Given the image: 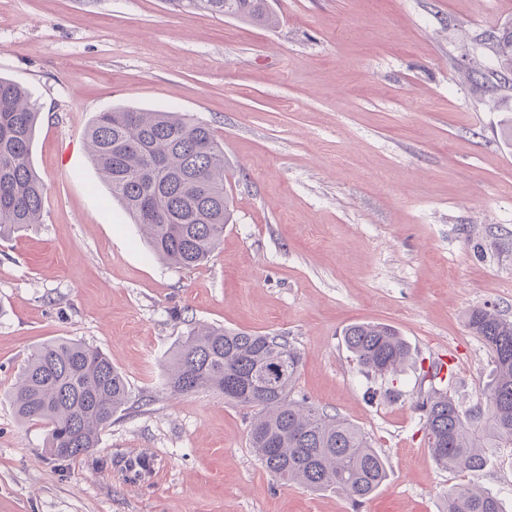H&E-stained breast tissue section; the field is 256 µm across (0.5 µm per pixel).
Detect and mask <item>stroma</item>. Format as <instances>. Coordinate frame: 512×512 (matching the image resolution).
I'll return each mask as SVG.
<instances>
[{
	"instance_id": "1",
	"label": "stroma",
	"mask_w": 512,
	"mask_h": 512,
	"mask_svg": "<svg viewBox=\"0 0 512 512\" xmlns=\"http://www.w3.org/2000/svg\"><path fill=\"white\" fill-rule=\"evenodd\" d=\"M262 28L178 0H0V76L40 110L39 224L0 238V512H442L468 475L439 468L413 408L445 363L461 406L490 356L466 325L512 320V96L488 94V37L512 0H274ZM112 107L209 124L229 162L230 224L184 269L152 257L101 182L86 132ZM282 332L294 397L359 426L387 463L362 507L285 485L248 443L249 409L162 391L190 323ZM396 327L416 356L400 401L370 400L342 331ZM60 338L107 354L131 399L90 454L46 453L7 391ZM477 484L512 507V450Z\"/></svg>"
}]
</instances>
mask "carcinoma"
I'll return each instance as SVG.
<instances>
[{
    "label": "carcinoma",
    "mask_w": 512,
    "mask_h": 512,
    "mask_svg": "<svg viewBox=\"0 0 512 512\" xmlns=\"http://www.w3.org/2000/svg\"><path fill=\"white\" fill-rule=\"evenodd\" d=\"M245 23L272 28L279 18L269 0H184ZM499 71H512V28L492 39ZM40 112L17 82L0 77V236L41 223L46 185L32 164ZM91 160L155 257L179 268L207 260L224 236L232 210L224 189V146L207 124L179 112L118 107L99 112L87 130ZM468 328L492 363L488 387L476 404L461 410L433 365L424 374L420 413L435 463L449 471L479 475L494 449L512 448V321L488 307L468 312ZM344 343L373 377L396 376L414 360L395 328L373 322L349 325ZM302 365L287 336L194 324L175 347L163 389L183 396L200 389L252 410L250 448L283 484L335 489L356 508L387 479L383 457L357 425L331 416L306 397H291ZM20 421L48 428V452L61 459L88 454L99 432L130 399L124 375L103 353L62 338L27 359L8 394ZM445 512H505L501 501L474 484L446 493Z\"/></svg>",
    "instance_id": "obj_1"
}]
</instances>
